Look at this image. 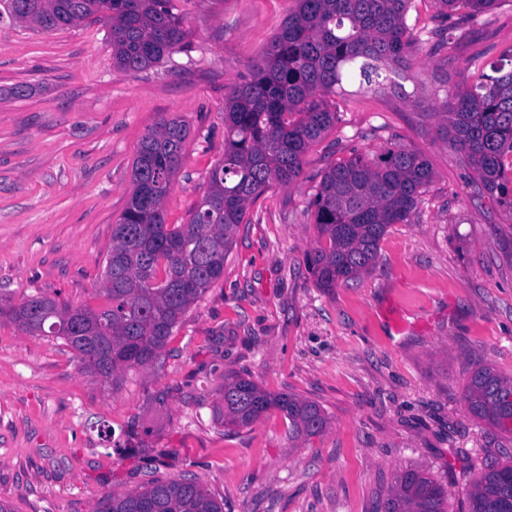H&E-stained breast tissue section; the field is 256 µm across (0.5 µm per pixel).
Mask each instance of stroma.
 Returning a JSON list of instances; mask_svg holds the SVG:
<instances>
[{
	"label": "stroma",
	"mask_w": 512,
	"mask_h": 512,
	"mask_svg": "<svg viewBox=\"0 0 512 512\" xmlns=\"http://www.w3.org/2000/svg\"><path fill=\"white\" fill-rule=\"evenodd\" d=\"M187 37L170 60L117 73L103 25L53 32L0 22V303L43 294L101 307L112 228L131 168L161 118L188 137L167 223L190 219L224 155V101L296 7L295 0H173ZM450 53L411 59L405 88L336 97L338 120L311 147L297 183L246 213L224 275L193 305L159 365L118 384L87 372L62 340L0 317V502L12 512H93L147 476L196 478L224 512H375L396 475L427 471L467 512L470 480L512 460V433L467 413L471 371L512 377V213L479 192L440 133L446 90L474 83L512 47V0L461 25ZM30 88L27 97L12 93ZM400 143L433 179L409 223L388 227L377 263L318 288L309 208L324 171ZM317 402L325 432L292 446L276 410L225 429L226 374ZM133 441L132 455L115 446Z\"/></svg>",
	"instance_id": "1"
}]
</instances>
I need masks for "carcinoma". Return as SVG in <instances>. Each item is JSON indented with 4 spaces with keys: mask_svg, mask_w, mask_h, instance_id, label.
<instances>
[{
    "mask_svg": "<svg viewBox=\"0 0 512 512\" xmlns=\"http://www.w3.org/2000/svg\"><path fill=\"white\" fill-rule=\"evenodd\" d=\"M297 9L270 51L224 103V157L185 224L165 221L168 195L188 136L185 124L163 118L141 140L132 165L133 191L101 274L98 309L47 296L8 309L10 321L32 335L54 336L83 367L105 381L125 368H150L173 328L224 274V261L247 208L275 185L300 177L303 157L336 124L326 98L355 86L379 93L404 89L414 52L455 48L456 28L407 24L414 0H296ZM438 13L464 11L468 21L499 0H430ZM44 31L94 19L109 29L114 71H139L168 59L187 32L172 0H0V18ZM441 133L462 153L479 183L512 211V49L481 82L448 90ZM432 168L418 151L396 146L377 155L356 153L330 166L310 201L319 244L308 256L325 290L369 272L387 228L406 224L423 201ZM224 426L247 428L271 410L288 419V440L324 433L321 407L273 394L240 374L219 389ZM473 419L511 432L512 378L483 365L466 386ZM224 512L223 502L190 479L150 478L137 491L101 497L94 512ZM376 512H448V493L429 473L409 468L396 476ZM468 512H512V462L491 463L473 483Z\"/></svg>",
    "mask_w": 512,
    "mask_h": 512,
    "instance_id": "cac0c4a2",
    "label": "carcinoma"
}]
</instances>
